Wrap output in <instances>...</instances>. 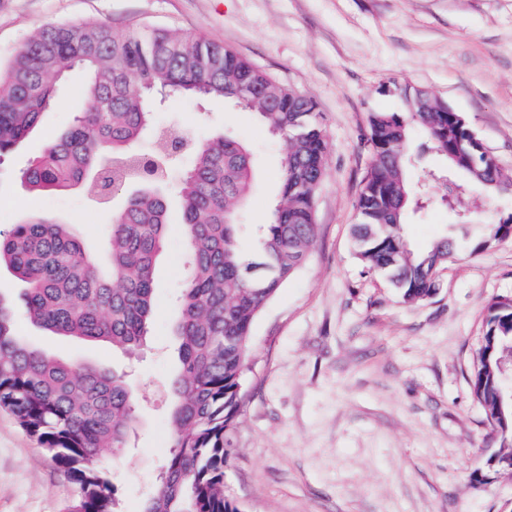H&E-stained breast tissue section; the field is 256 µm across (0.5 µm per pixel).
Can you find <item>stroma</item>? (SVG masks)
Segmentation results:
<instances>
[{"mask_svg":"<svg viewBox=\"0 0 512 512\" xmlns=\"http://www.w3.org/2000/svg\"><path fill=\"white\" fill-rule=\"evenodd\" d=\"M57 22L118 33L147 23L230 47L311 97L323 117L329 152L315 199L318 236L252 327L225 474L241 512H512V472L495 461L500 442L472 388L488 305L512 297V236L480 253L473 247L483 224L512 213V191L475 189V219L464 229L442 210L408 219L411 247L462 237L424 301L403 302L352 245L371 158L368 115L406 109L383 93L388 79L445 101L512 173V0H0V62L33 28ZM82 86L81 72L71 71L55 110L0 159V234L43 212L73 224L88 251H101L121 198L36 194L20 179L72 121ZM154 122L198 144L227 125L246 141L256 178L240 244L250 250L253 227L268 223L280 196V141L252 112L219 102L172 99ZM170 217L148 339L136 353L49 335L22 314L16 321L29 343L125 373L135 386L136 429L112 468L121 512H139L170 452L168 382L180 369L172 327L186 273L175 196ZM71 497L36 439L0 410V512H64Z\"/></svg>","mask_w":512,"mask_h":512,"instance_id":"1","label":"stroma"}]
</instances>
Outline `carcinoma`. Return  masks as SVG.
<instances>
[{
    "label": "carcinoma",
    "instance_id": "cac0c4a2",
    "mask_svg": "<svg viewBox=\"0 0 512 512\" xmlns=\"http://www.w3.org/2000/svg\"><path fill=\"white\" fill-rule=\"evenodd\" d=\"M84 71L86 106L21 172L33 191L76 185L99 197L112 186L151 183L136 173L135 144L152 133L154 156L173 155L154 126L157 98H198L237 105L225 90L246 83L243 108L282 143V192L269 222L259 226L254 248L239 245V213L255 170L247 144L224 128L194 149L192 167L177 187L188 262L173 333L181 369L169 381L173 402L169 430L173 451L142 512H240L224 495L229 433L243 405L250 370L251 327L266 303L303 265L318 234L314 200L328 142L312 99L279 84L236 51L176 31L136 24L123 33L109 27L61 23L32 33L0 69V158L13 150L56 107L63 74ZM405 112H371V161L356 199V253L384 274L407 302L436 290L433 273L455 256L444 235L410 249L398 229L427 207H441L459 224L468 195L450 185L434 198L431 171L415 185L410 131L423 130L465 188L493 193L512 186V176L492 163L473 141L458 112L427 92L394 80ZM170 224L167 200L145 187L114 216L103 262L90 255L70 224L38 213L0 235V266L27 284L28 318L55 335L110 343L134 351L148 333L154 269ZM512 233V219L484 225L474 250H486ZM512 351V308L494 300L488 308L485 345L473 379L495 433L512 428V392L504 388L498 361ZM131 386L95 365L75 367L22 340L11 304L0 297V409L37 438L73 487L68 512H119L112 466L135 424Z\"/></svg>",
    "mask_w": 512,
    "mask_h": 512
}]
</instances>
